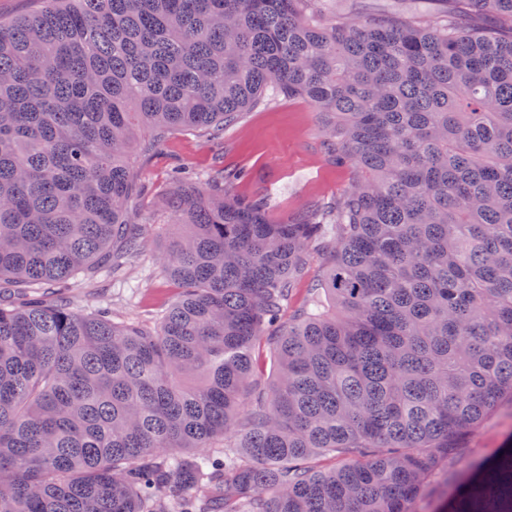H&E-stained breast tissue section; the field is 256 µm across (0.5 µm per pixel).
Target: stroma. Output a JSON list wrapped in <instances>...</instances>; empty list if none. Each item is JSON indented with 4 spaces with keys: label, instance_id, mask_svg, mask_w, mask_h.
I'll return each instance as SVG.
<instances>
[{
    "label": "stroma",
    "instance_id": "stroma-1",
    "mask_svg": "<svg viewBox=\"0 0 512 512\" xmlns=\"http://www.w3.org/2000/svg\"><path fill=\"white\" fill-rule=\"evenodd\" d=\"M414 8V0H330V14L339 18L361 19L381 11L405 16ZM322 126V115L307 101L283 97L244 114L218 141L197 131H177L161 149L147 155L140 146L148 133L137 130L133 172L140 192L135 221L146 227L144 253L118 275L101 276L77 288L73 293L76 308L109 307L119 319L151 321L177 296L162 259L171 231L164 195L177 168L187 167L201 175L222 167L241 170L244 178L235 185V194L269 197L267 216L278 224L335 200L350 186L353 171L336 162ZM511 440L512 401H506L471 433L455 470L467 469Z\"/></svg>",
    "mask_w": 512,
    "mask_h": 512
}]
</instances>
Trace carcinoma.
Instances as JSON below:
<instances>
[{
	"instance_id": "obj_1",
	"label": "carcinoma",
	"mask_w": 512,
	"mask_h": 512,
	"mask_svg": "<svg viewBox=\"0 0 512 512\" xmlns=\"http://www.w3.org/2000/svg\"><path fill=\"white\" fill-rule=\"evenodd\" d=\"M323 2L38 0L0 21V512H412L512 396V34L334 23ZM280 97L323 112L355 170L334 202L274 224L220 171L177 176L159 322L49 291L142 256L134 125L149 153ZM434 512H512V444Z\"/></svg>"
}]
</instances>
